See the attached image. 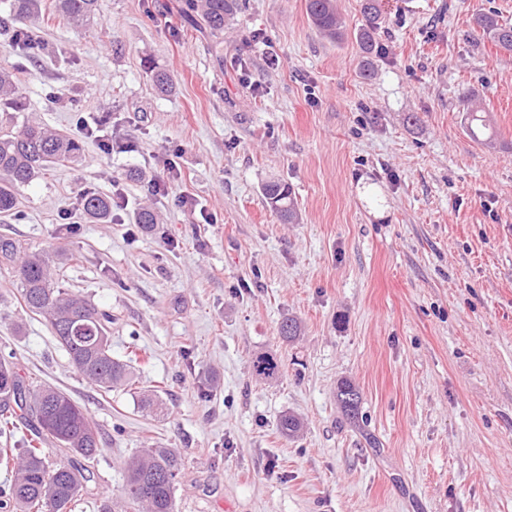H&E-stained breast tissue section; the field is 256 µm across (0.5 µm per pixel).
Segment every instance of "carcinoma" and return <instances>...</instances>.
I'll return each mask as SVG.
<instances>
[{"label": "carcinoma", "mask_w": 512, "mask_h": 512, "mask_svg": "<svg viewBox=\"0 0 512 512\" xmlns=\"http://www.w3.org/2000/svg\"><path fill=\"white\" fill-rule=\"evenodd\" d=\"M188 10L198 14L210 30L224 31L227 21L242 10L241 0H186ZM38 0H11L9 13L0 17V31L17 41H27L28 32L16 28L35 15ZM57 10L79 26L93 18L100 0H56ZM313 26L331 40H341L346 25L333 0H307ZM364 24L359 30V47L369 56L375 49L372 33L381 13L379 0H361ZM476 25L495 45L512 50V25L501 23L492 13H481ZM20 87L14 72L0 69V214L21 221L18 190L50 165L76 159L78 140L36 121L19 125L12 112L20 111ZM466 130L478 141H491L484 111L466 112ZM262 194L270 209L285 223L297 219L292 190L280 181H268ZM89 218L103 221L112 212L111 201L93 191L82 196ZM0 264L15 269L20 305L42 317L66 350L71 363L89 383L105 391L129 386V366L112 357L109 344V314L67 288L59 277L58 251L33 250L20 241L0 237ZM252 367L262 379H274L279 363L274 355L261 353ZM336 398L346 413L355 418L360 411V394L354 383L337 384ZM30 426L36 437L23 448H0V463L13 473L8 493L0 500L3 512H73L83 494L89 492L92 472L77 464L80 458L95 461L101 438L88 414L64 391L45 384L27 382L13 366L0 361V435ZM283 434L292 437L302 429L296 416L285 414L279 421ZM48 440L65 451L66 457L50 463L39 444ZM180 472L177 452L172 448H148L130 459L120 497L124 512H176L175 487Z\"/></svg>", "instance_id": "obj_1"}]
</instances>
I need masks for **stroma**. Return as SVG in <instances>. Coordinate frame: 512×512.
I'll return each mask as SVG.
<instances>
[{"mask_svg": "<svg viewBox=\"0 0 512 512\" xmlns=\"http://www.w3.org/2000/svg\"><path fill=\"white\" fill-rule=\"evenodd\" d=\"M246 4L215 35L186 0H101L83 28L41 0L43 48L0 36L18 121L84 148L20 189L25 218L0 234L66 254L67 286L111 314L112 356L133 372L108 393L84 380L0 266V360L66 391L101 435L75 512H99L156 446L181 457L176 512H512V52L474 25L512 23V0H381L367 74L359 0H336L338 42L306 0ZM472 98L495 144L468 136ZM270 179L292 187L297 223L267 206ZM87 187L108 221L85 219ZM260 352L278 381L254 374ZM336 398L346 415L351 418H356L359 415L360 394L352 381L344 379L337 384Z\"/></svg>", "mask_w": 512, "mask_h": 512, "instance_id": "obj_1", "label": "stroma"}]
</instances>
